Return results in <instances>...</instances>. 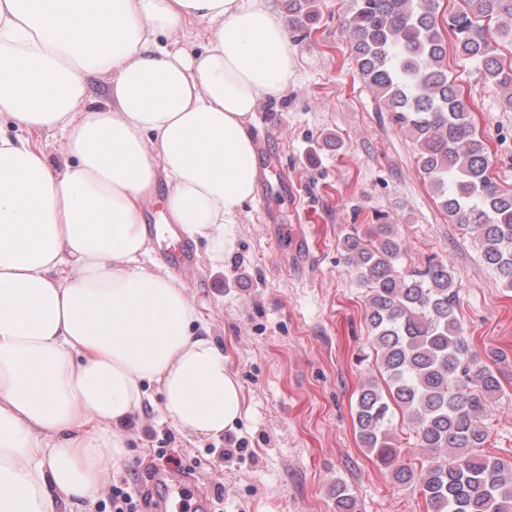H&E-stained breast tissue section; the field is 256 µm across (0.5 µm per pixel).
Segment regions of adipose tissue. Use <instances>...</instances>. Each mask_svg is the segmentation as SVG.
I'll return each mask as SVG.
<instances>
[{
    "instance_id": "adipose-tissue-1",
    "label": "adipose tissue",
    "mask_w": 512,
    "mask_h": 512,
    "mask_svg": "<svg viewBox=\"0 0 512 512\" xmlns=\"http://www.w3.org/2000/svg\"><path fill=\"white\" fill-rule=\"evenodd\" d=\"M210 24L190 53L160 44ZM293 47L270 0H0V124L60 131L67 161L0 131V512L90 507L128 457L146 384L178 429L243 414L194 302L145 270L144 203L220 262L256 181L254 114ZM112 76L88 106V78Z\"/></svg>"
}]
</instances>
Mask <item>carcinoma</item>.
<instances>
[{"label": "carcinoma", "instance_id": "cac0c4a2", "mask_svg": "<svg viewBox=\"0 0 512 512\" xmlns=\"http://www.w3.org/2000/svg\"><path fill=\"white\" fill-rule=\"evenodd\" d=\"M288 25L307 32L317 20L315 0H287ZM441 0H351L345 19L359 74L417 146L419 162L450 219L476 233L484 263L512 288V192L490 176L486 143L473 124L472 100L448 76V44L482 66L484 80L512 89V61L499 57L512 44V0H456L444 20ZM453 187H448V175ZM375 241L345 237V259L369 289L367 327L373 379L360 386L356 430L402 485L417 484L427 512H512V462L477 453L489 438L483 418L501 391L498 372L473 351L456 316L453 269L430 260L399 272L393 225L377 224ZM400 413L416 445L430 451L425 467L403 461L393 442ZM336 512H356L348 488L336 484Z\"/></svg>", "mask_w": 512, "mask_h": 512}]
</instances>
